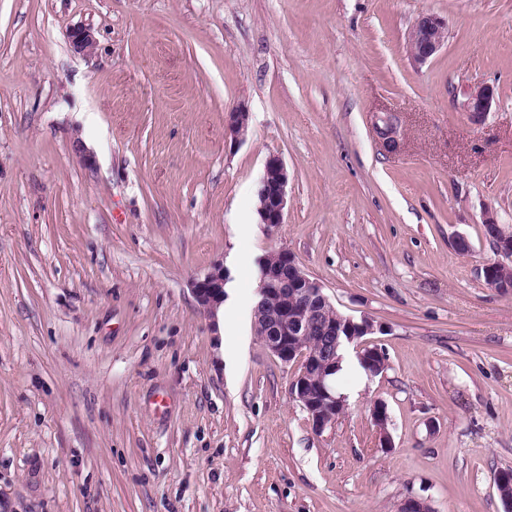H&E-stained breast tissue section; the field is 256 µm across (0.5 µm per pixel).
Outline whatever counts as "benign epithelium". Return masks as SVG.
Returning a JSON list of instances; mask_svg holds the SVG:
<instances>
[{"label":"benign epithelium","instance_id":"benign-epithelium-1","mask_svg":"<svg viewBox=\"0 0 512 512\" xmlns=\"http://www.w3.org/2000/svg\"><path fill=\"white\" fill-rule=\"evenodd\" d=\"M447 23L435 14H421L408 37L409 52L417 64H424L445 45ZM70 41L79 54H90L95 39L88 28L71 31ZM494 89L485 84L470 90L463 103L471 119L478 120L490 111ZM249 112L239 106L227 113L225 135L234 142L242 141L248 130ZM289 174L282 160L272 155L266 160L260 179L257 207L259 223L276 227L284 223L287 206ZM487 237L494 245L497 259L485 266L489 286L501 291L512 290V238L492 215L483 221ZM271 264L262 278L260 300L254 309V320L263 321L261 341L268 351L284 363H298V371L289 387L290 396L308 413L317 432L336 422V411L343 405L327 383V374L336 363V350L341 334L350 343H359L367 335L383 332L373 320H358L331 315L335 306L324 292L319 280L304 271L291 253L273 250ZM224 265L215 263L203 277L193 280L191 292L197 306L210 318L224 303ZM398 512H434L429 501L409 497L399 505Z\"/></svg>","mask_w":512,"mask_h":512}]
</instances>
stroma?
<instances>
[{
  "label": "stroma",
  "instance_id": "1",
  "mask_svg": "<svg viewBox=\"0 0 512 512\" xmlns=\"http://www.w3.org/2000/svg\"><path fill=\"white\" fill-rule=\"evenodd\" d=\"M424 13L447 42L418 64ZM489 212L512 226V0H0V512H503L512 292L483 276ZM274 249L383 327L362 345L385 371L360 388L346 366L320 432L254 333ZM219 262L216 323L189 284ZM447 23L435 14H421L408 37L409 52L415 63H426L445 45ZM493 100V87L482 84L470 90L463 103V108L471 119L479 120L486 112L490 111ZM249 112L241 105L227 112L225 120V135L234 142L242 141L248 130ZM289 174L282 160L275 155L266 160L260 179L257 207L260 224L276 227L284 222L287 206Z\"/></svg>",
  "mask_w": 512,
  "mask_h": 512
}]
</instances>
